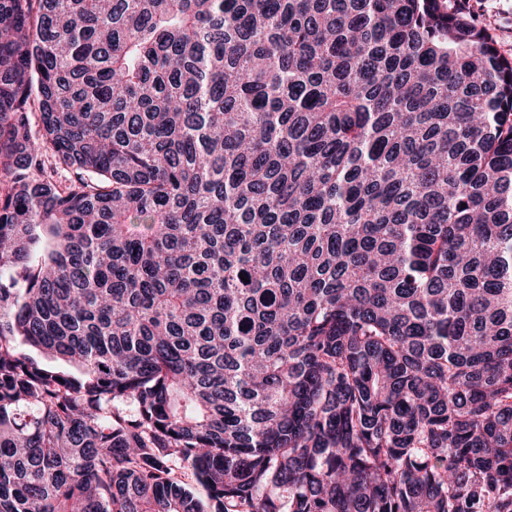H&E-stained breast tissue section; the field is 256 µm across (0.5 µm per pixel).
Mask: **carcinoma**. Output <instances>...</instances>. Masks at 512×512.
<instances>
[{
	"label": "carcinoma",
	"mask_w": 512,
	"mask_h": 512,
	"mask_svg": "<svg viewBox=\"0 0 512 512\" xmlns=\"http://www.w3.org/2000/svg\"><path fill=\"white\" fill-rule=\"evenodd\" d=\"M0 174V512H512V61L448 0H0Z\"/></svg>",
	"instance_id": "1"
}]
</instances>
